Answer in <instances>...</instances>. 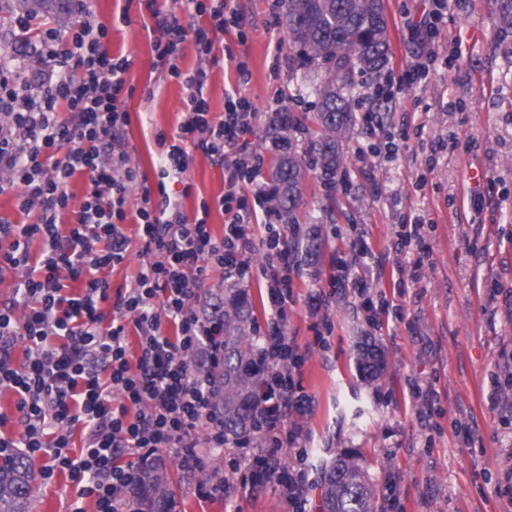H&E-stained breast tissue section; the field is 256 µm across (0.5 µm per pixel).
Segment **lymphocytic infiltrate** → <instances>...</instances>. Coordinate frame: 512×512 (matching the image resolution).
I'll return each instance as SVG.
<instances>
[{"instance_id": "obj_1", "label": "lymphocytic infiltrate", "mask_w": 512, "mask_h": 512, "mask_svg": "<svg viewBox=\"0 0 512 512\" xmlns=\"http://www.w3.org/2000/svg\"><path fill=\"white\" fill-rule=\"evenodd\" d=\"M195 22L184 26L162 13L157 0L147 8L158 20L154 51L159 66L185 77L192 89L180 125L182 143L158 137L163 178L188 170L185 139L195 140L224 167V235L215 238L208 209L187 222L178 202L153 203L150 189H137L121 134L129 122L122 94L127 57L112 56L108 29L97 22L90 0H81L76 26L60 35L44 30L39 53L49 75L21 86L0 79V195L13 194L22 216L0 218V277L15 276L11 297L0 302V390L16 396L18 436H0V454L25 449L46 456L44 478L68 472L80 496L96 500L97 512H141L133 489L139 462L166 448L187 472H200L212 449L227 448L224 419L211 409V386L201 368L215 348L212 324L197 303L210 268L228 276H250V258L262 252L269 330L260 339L265 365L263 413L257 433L266 450L253 457L261 477L280 473L277 454L297 435L288 418L311 405L302 385L307 350L286 332L298 265L285 225L275 223L259 178L264 158L251 135L257 119L244 92L248 65L234 59L218 34L241 32L242 11L232 0H186ZM193 38L199 59L235 62L238 81L224 97V113L213 117L205 97L206 73L183 75L181 46ZM87 175L85 197L70 209L69 183ZM145 257L130 289L112 292L107 270L125 262L130 240L122 226L132 191ZM71 212L68 226L59 217ZM260 225V235L250 228ZM40 252L31 255L30 245ZM402 287L401 276H386L369 235L353 229L346 250L337 252L328 291L308 298L317 311L326 293L354 295L369 325L389 313L385 286ZM111 303L103 312L102 303ZM138 349L130 351L128 338ZM25 343V358L13 349ZM120 404H113V394ZM81 428V452L70 456V437Z\"/></svg>"}]
</instances>
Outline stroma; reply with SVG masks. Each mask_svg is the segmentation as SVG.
<instances>
[{
    "instance_id": "35a3bbf8",
    "label": "stroma",
    "mask_w": 512,
    "mask_h": 512,
    "mask_svg": "<svg viewBox=\"0 0 512 512\" xmlns=\"http://www.w3.org/2000/svg\"><path fill=\"white\" fill-rule=\"evenodd\" d=\"M245 43L226 35L236 56L248 64L245 92L258 120L255 148L266 152L270 116L283 96L295 93L302 71L291 58L285 9L270 12L268 0H237ZM512 0H461L434 38L437 68L420 83L403 87L387 108L368 98L370 74L356 78V112L377 111L367 130L353 123L342 140L348 186L327 192L316 170L306 172L301 229L321 228L324 246L300 263L295 304L288 312L289 335L310 348L303 385L315 402L291 415L301 428L306 454L296 459L282 449V467H302L307 476L306 512H321L319 465L337 453H356L377 489L379 512H512V29L500 18ZM98 21L108 28L113 55L131 61L126 75L134 93L126 100L129 123L123 139L139 183L164 186L194 219L208 203L215 237L224 234L218 205L224 170L198 149H190L184 179L161 180L158 132L175 136L189 88L156 64L145 0H92ZM431 0H385L390 59L409 69L419 50L411 29L428 13ZM17 20L0 23V59L11 61L16 81L35 73L37 48L18 43ZM180 67L205 68L211 112L222 115L224 96L235 86L231 62L201 65L193 38L181 47ZM393 137V154L357 156L358 146ZM382 193L373 196V184ZM424 213L434 224L424 237L429 262L419 282L398 303L402 321L380 330L357 317L350 299H330L311 313L306 297L322 289L332 261L351 225L361 224L377 253L391 248L401 217ZM262 258L253 254L251 276L238 281L221 270L208 273L206 291L241 288L253 305L254 326L264 333L269 319ZM330 323L326 347L314 346L316 329ZM373 339L386 358L381 378L364 381L360 348ZM431 383L435 404L408 393L411 381ZM164 476L172 512H289L286 477L259 480L248 465L225 470L228 495L211 491L210 481L185 474L167 449L150 458ZM48 460L32 459L31 512H95L94 498H79L67 473L44 479Z\"/></svg>"
}]
</instances>
